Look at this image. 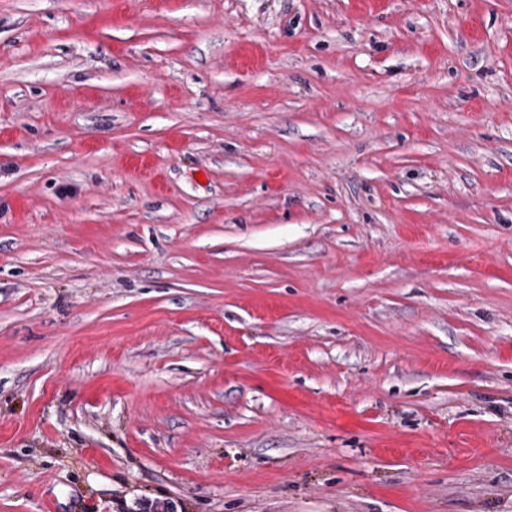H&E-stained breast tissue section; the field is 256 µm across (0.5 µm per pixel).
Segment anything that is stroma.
<instances>
[{"label": "stroma", "mask_w": 512, "mask_h": 512, "mask_svg": "<svg viewBox=\"0 0 512 512\" xmlns=\"http://www.w3.org/2000/svg\"><path fill=\"white\" fill-rule=\"evenodd\" d=\"M0 512H512V0H0Z\"/></svg>", "instance_id": "35a3bbf8"}]
</instances>
